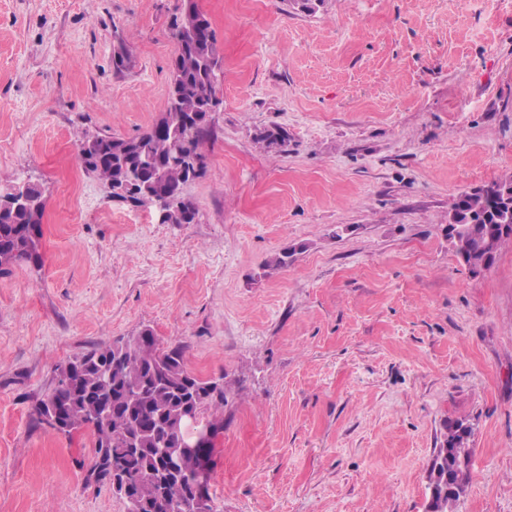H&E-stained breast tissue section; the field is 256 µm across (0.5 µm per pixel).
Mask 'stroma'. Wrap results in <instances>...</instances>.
I'll return each instance as SVG.
<instances>
[{
    "label": "stroma",
    "mask_w": 512,
    "mask_h": 512,
    "mask_svg": "<svg viewBox=\"0 0 512 512\" xmlns=\"http://www.w3.org/2000/svg\"><path fill=\"white\" fill-rule=\"evenodd\" d=\"M196 3L220 104L195 219L162 224L78 144L165 111L178 0H0V188L46 200L40 266L0 272V512H125L91 432L33 405L145 328L224 380L217 512H426L455 419V512H512V245L474 275L448 239L455 196L512 176V0ZM444 428V438L433 453L428 484L430 511L427 512H451L452 505L459 500L468 480L469 426L457 419L446 422ZM448 473L453 475L456 482L452 491L447 490L448 480L445 481V477L448 478Z\"/></svg>",
    "instance_id": "35a3bbf8"
}]
</instances>
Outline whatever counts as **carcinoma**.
I'll use <instances>...</instances> for the list:
<instances>
[{
	"instance_id": "cac0c4a2",
	"label": "carcinoma",
	"mask_w": 512,
	"mask_h": 512,
	"mask_svg": "<svg viewBox=\"0 0 512 512\" xmlns=\"http://www.w3.org/2000/svg\"><path fill=\"white\" fill-rule=\"evenodd\" d=\"M199 16L205 29L198 42L185 37L181 25H176L166 112L134 138L97 135L79 143L85 148L81 157L85 169L103 182L117 183L126 163L145 169L162 166V180L146 176L133 201L154 207L156 200H164L168 224L193 220L195 205L183 195V186L199 177L204 165L201 149L209 124L188 123L184 117L217 101L219 55L209 20L202 12ZM185 153L193 156L196 169L180 165L179 156ZM507 182L504 178L463 192L450 204L448 221L469 216L478 220L448 233L459 262L474 275L491 268L499 251L512 244V232H501L495 219L498 188ZM45 207L44 203L21 206L12 196H3L1 269L20 263L38 265ZM53 373L56 378L71 374L73 387L66 391L53 386L35 404L34 413L49 425L53 409L61 406L66 423L57 431L69 434L84 428L93 433L95 452L88 478L108 484L126 504L124 485H130L143 505L140 512H216L210 489H199L202 483L210 484L208 478L199 477V469L202 462L210 461L212 449L201 458L181 455L178 474L158 482L170 455L182 447L179 422L187 401H194L200 415L209 416L216 429L224 427L226 396L213 395L211 381L187 369L184 345H164L145 329L59 361ZM444 428L429 476L430 512H450L468 480L469 426L457 419ZM111 458L125 463V475L116 481L107 466Z\"/></svg>"
}]
</instances>
